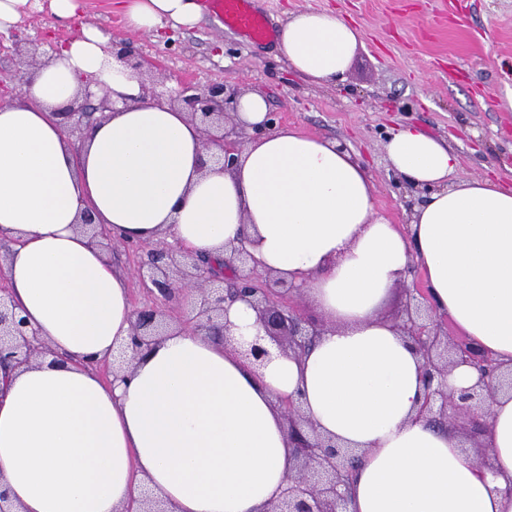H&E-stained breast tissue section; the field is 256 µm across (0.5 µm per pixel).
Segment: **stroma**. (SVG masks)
Returning a JSON list of instances; mask_svg holds the SVG:
<instances>
[{
  "mask_svg": "<svg viewBox=\"0 0 512 512\" xmlns=\"http://www.w3.org/2000/svg\"><path fill=\"white\" fill-rule=\"evenodd\" d=\"M272 23L285 11L331 9L362 31L343 81L313 85L285 67L273 43L245 44L217 30L211 16L174 37L164 54L169 80L190 72L199 84L229 75L262 94L282 124L343 144L368 165L380 214L395 223L408 210L395 189L384 143L411 122L459 154L461 179L494 172L512 184V0H258ZM86 22L114 41L153 55L161 47L127 25L118 0H84ZM162 53V52H161ZM148 252L113 242L106 253L127 273L133 307L152 303L136 275Z\"/></svg>",
  "mask_w": 512,
  "mask_h": 512,
  "instance_id": "stroma-1",
  "label": "stroma"
}]
</instances>
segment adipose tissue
I'll return each instance as SVG.
<instances>
[{
    "label": "adipose tissue",
    "instance_id": "1",
    "mask_svg": "<svg viewBox=\"0 0 512 512\" xmlns=\"http://www.w3.org/2000/svg\"><path fill=\"white\" fill-rule=\"evenodd\" d=\"M81 8L50 0L52 25L77 31L0 106V272L54 352L0 394V489L20 512H121L145 487L176 512H267L294 466L281 396L359 449L347 512H512V398L489 403L486 459L463 451L458 428L420 416L422 359L380 313L419 268L436 311L512 369V186L456 179L458 154L412 123L385 145L427 191L405 229L377 211L358 157L294 127L252 137L224 170L185 112L143 98ZM124 11L161 41L201 18L197 0H125ZM360 42L335 12L305 10L283 19L278 52L329 86ZM85 84L119 107L76 143L56 113ZM86 211L124 242L167 239L215 262L246 238L260 269L301 287L329 328L301 357L274 349L258 369L239 353L259 334L239 301L226 341L175 330L104 382L94 367L125 347L134 315L126 276L77 229Z\"/></svg>",
    "mask_w": 512,
    "mask_h": 512
}]
</instances>
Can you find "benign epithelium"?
<instances>
[{"instance_id":"benign-epithelium-1","label":"benign epithelium","mask_w":512,"mask_h":512,"mask_svg":"<svg viewBox=\"0 0 512 512\" xmlns=\"http://www.w3.org/2000/svg\"><path fill=\"white\" fill-rule=\"evenodd\" d=\"M42 42L17 31L11 34L7 51L18 65L17 79H26L30 68L39 64ZM112 53L135 74L158 73V85L166 77L160 73V61L143 55L127 42L112 43ZM143 97L157 103H168L185 112L203 126L206 143L220 152L218 160L224 169L237 164L244 132L236 122L240 88L229 79H218L205 86L181 79L173 90L159 91L142 86ZM116 110L109 93L95 95L87 89L56 112L59 123L70 135H81L107 112ZM226 279L209 271L201 257L178 242L165 243L147 252V260L137 266L144 287L164 301L187 307L189 316H171L157 306L134 309L127 350L130 359L157 341L174 327H191L207 336L226 338L224 316L234 302H247L256 313L263 334L249 344L242 355L255 365L269 357L268 345L285 355L299 357L321 335L327 324L304 315L293 298L300 289L285 284L268 272L258 269L257 262L240 241L228 249L224 257ZM409 302L397 326L415 346L423 360L424 400L419 415L434 423L466 425V436L473 439L484 432L479 417L488 399L499 391L512 392V372L497 373L493 359L476 351L464 340H454L444 330L426 288L403 286ZM52 354L49 344L28 329V322L16 312L9 300V288L0 282V366L26 369ZM476 366L484 381L455 395L448 391L446 377L456 365ZM288 423V437L295 451V466L288 474L286 488L268 512H344L346 495L357 455L318 433L303 414L298 402L277 398ZM121 512H173L171 503L163 499L133 498Z\"/></svg>"}]
</instances>
